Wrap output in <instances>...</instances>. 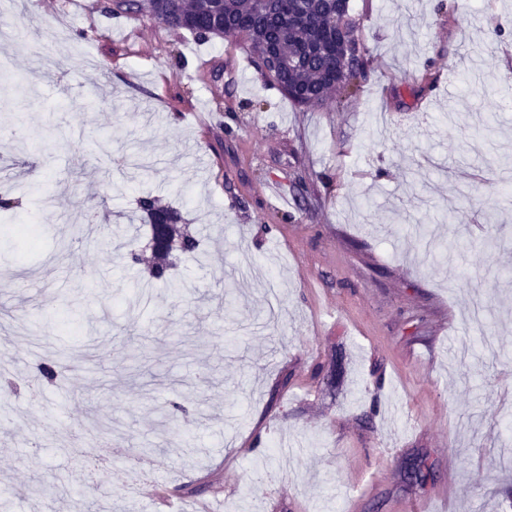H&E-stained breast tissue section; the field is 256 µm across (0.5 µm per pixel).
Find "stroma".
<instances>
[{"label": "stroma", "mask_w": 512, "mask_h": 512, "mask_svg": "<svg viewBox=\"0 0 512 512\" xmlns=\"http://www.w3.org/2000/svg\"><path fill=\"white\" fill-rule=\"evenodd\" d=\"M106 4L0 13V191L42 213L24 255L0 238V512H512V0H351L369 78L314 108L245 41ZM148 194L204 243L170 288L127 256ZM96 213L129 235L72 240ZM407 226L471 249L424 258ZM93 421L156 449L152 485L114 481Z\"/></svg>", "instance_id": "1"}]
</instances>
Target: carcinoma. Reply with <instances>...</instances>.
Here are the masks:
<instances>
[{
  "mask_svg": "<svg viewBox=\"0 0 512 512\" xmlns=\"http://www.w3.org/2000/svg\"><path fill=\"white\" fill-rule=\"evenodd\" d=\"M109 12L114 16L141 14L173 31H185L199 41L224 37L232 29L249 43L258 70H264L265 56L271 48L290 61L288 68L272 76L288 99L298 106H316L336 88L354 86L367 77V48L353 19L336 11V0H117ZM352 39L357 54V69L336 79L339 59L336 39ZM144 218L155 225L163 220L183 221L181 212L162 207L151 196L138 199ZM202 250L201 238L185 229L178 251L185 258ZM177 263L156 262L147 267L149 283L168 284Z\"/></svg>",
  "mask_w": 512,
  "mask_h": 512,
  "instance_id": "obj_1",
  "label": "carcinoma"
}]
</instances>
